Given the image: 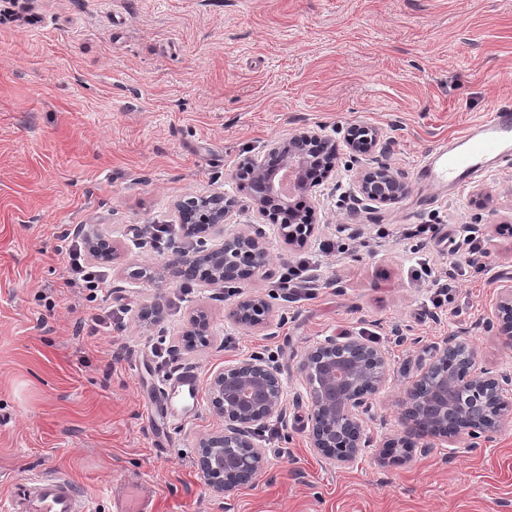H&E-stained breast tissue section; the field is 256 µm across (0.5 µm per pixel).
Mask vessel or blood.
<instances>
[{
	"instance_id": "obj_1",
	"label": "vessel or blood",
	"mask_w": 512,
	"mask_h": 512,
	"mask_svg": "<svg viewBox=\"0 0 512 512\" xmlns=\"http://www.w3.org/2000/svg\"><path fill=\"white\" fill-rule=\"evenodd\" d=\"M491 155L512 160V107L491 109L488 117L462 140L428 157L426 167L432 177L457 185L482 171ZM175 393L197 397V373L187 370L169 377L152 400V412H170L171 396ZM0 512H88V505L80 485L58 473L29 480L12 496L0 500Z\"/></svg>"
}]
</instances>
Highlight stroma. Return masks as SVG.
<instances>
[{
  "mask_svg": "<svg viewBox=\"0 0 512 512\" xmlns=\"http://www.w3.org/2000/svg\"><path fill=\"white\" fill-rule=\"evenodd\" d=\"M494 102L512 106V0H0V498L61 471L91 512H120L124 487L146 481L153 512H512V422L476 446L380 456L434 342L465 338L481 366L512 375V346L490 322L497 280L512 277V169L489 161L460 190L420 173ZM362 126L391 140L388 161L409 190L363 211L354 237L345 192L361 165L346 137ZM306 128L338 151L319 230L294 247L278 225L261 226L268 271L240 288L271 301L273 326L236 324L234 296L184 290L165 275L171 245L143 231L180 225L179 201L213 194L234 198L231 228L255 223L239 166ZM76 224L110 241L97 267L131 308L95 336L79 326L94 308L88 290L65 285ZM408 224L434 225L423 249L403 239ZM468 224L489 271L459 278L437 305L413 271L422 258L438 274L466 267ZM324 239L344 252L321 256ZM302 257L316 263L317 288L284 301L279 275ZM158 297L164 319L141 320ZM199 309L212 340L182 348ZM346 335L388 350L392 373L365 418L369 449L340 469L310 448L296 392L305 351ZM170 345L204 387L258 353L282 370L284 417L255 434L266 467L229 499L193 463L200 439L224 428L208 393L173 427L147 417Z\"/></svg>",
  "mask_w": 512,
  "mask_h": 512,
  "instance_id": "1",
  "label": "stroma"
}]
</instances>
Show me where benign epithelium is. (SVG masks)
<instances>
[{
	"label": "benign epithelium",
	"instance_id": "benign-epithelium-1",
	"mask_svg": "<svg viewBox=\"0 0 512 512\" xmlns=\"http://www.w3.org/2000/svg\"><path fill=\"white\" fill-rule=\"evenodd\" d=\"M360 135H349L346 143L353 159L369 157L372 164L354 176L350 210L356 214L364 202L395 203L408 193L407 183L395 173L384 157L388 146L373 127H361ZM320 142L336 151V142L307 129L287 139L266 145L261 158L243 163V173L258 185L253 209L271 220L267 201L279 199L291 207L289 199L304 198L306 212L294 216V229L288 244L302 246L314 234L313 208L316 187L334 171L327 168L312 182L307 177L311 159L309 142ZM204 223L195 229L200 240L218 239L215 246L192 254L175 250L168 264L172 277H181L188 265L203 254L209 255L205 283L210 287L236 283L246 273L260 274L270 263L267 242L261 232L242 231L227 235V223L233 199L211 196ZM500 335L512 344V278L501 281L492 313ZM233 322L251 327L270 323L271 303L261 295L244 294L230 308ZM207 313L198 310L190 317L187 336L207 341ZM305 383L310 412L307 424L310 447L341 468L352 465L368 447L363 414L371 401L383 391L390 376L388 352L352 336H328L308 350L299 363ZM210 405L224 416V431L204 437L198 444L197 467L209 481V488L220 497L232 495L264 469V451L252 441V431L269 420L280 419L284 412V382L279 369L256 356L224 367L210 381ZM399 426L404 440L423 442L431 447L434 439L444 442L458 439L490 440L503 424L512 420V376H494L480 366L475 351L456 336L445 338L433 347L427 364L398 400Z\"/></svg>",
	"mask_w": 512,
	"mask_h": 512
}]
</instances>
